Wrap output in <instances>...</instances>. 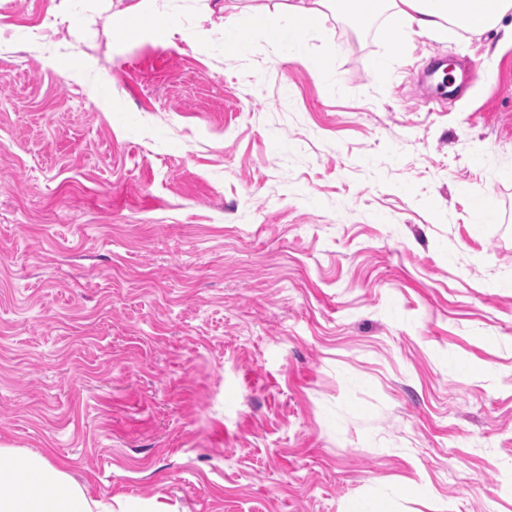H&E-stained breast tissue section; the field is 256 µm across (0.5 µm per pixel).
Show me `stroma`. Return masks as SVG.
<instances>
[{"instance_id":"35a3bbf8","label":"stroma","mask_w":512,"mask_h":512,"mask_svg":"<svg viewBox=\"0 0 512 512\" xmlns=\"http://www.w3.org/2000/svg\"><path fill=\"white\" fill-rule=\"evenodd\" d=\"M211 2L0 0V446L163 512H512V11L304 62ZM448 58L492 71L431 100Z\"/></svg>"}]
</instances>
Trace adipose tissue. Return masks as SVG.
<instances>
[{"instance_id": "ef3b65f1", "label": "adipose tissue", "mask_w": 512, "mask_h": 512, "mask_svg": "<svg viewBox=\"0 0 512 512\" xmlns=\"http://www.w3.org/2000/svg\"><path fill=\"white\" fill-rule=\"evenodd\" d=\"M366 0H275L262 7L259 16L277 34L280 52L289 58L304 55L299 41V19L321 17L336 8L363 16ZM401 15L408 29L416 34H432L454 24L462 30L479 33L512 10V0H373ZM0 512H150L138 503L119 506L94 501L74 485L67 474L42 455L29 454L23 460L12 458V451L0 448Z\"/></svg>"}]
</instances>
